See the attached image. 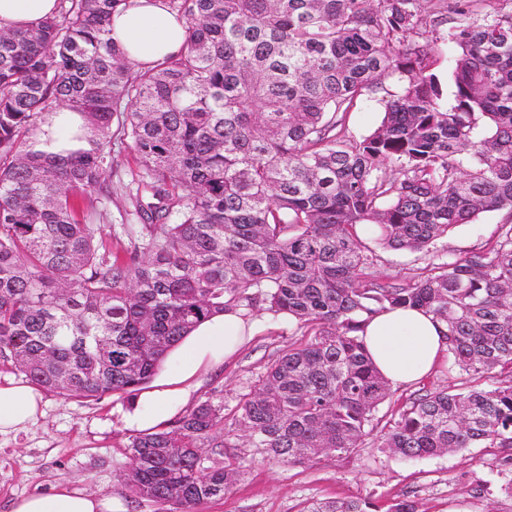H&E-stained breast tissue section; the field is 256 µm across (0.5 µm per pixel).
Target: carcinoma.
I'll return each mask as SVG.
<instances>
[{
    "label": "carcinoma",
    "mask_w": 512,
    "mask_h": 512,
    "mask_svg": "<svg viewBox=\"0 0 512 512\" xmlns=\"http://www.w3.org/2000/svg\"><path fill=\"white\" fill-rule=\"evenodd\" d=\"M0 31V363L47 394L98 400L144 388L202 322L230 307L296 324L300 339L231 412L206 399L129 437L125 482L157 512H196L245 468L207 448L288 465L377 447L412 459L501 449L512 495V0H167L180 52L133 69L111 38L128 0H58ZM453 14L450 94L434 37ZM382 94L355 139L345 121ZM84 113L91 150H29L45 112ZM137 155L127 246L103 244L112 127ZM506 218L485 245L443 256L448 231ZM429 262L399 284L363 237ZM445 324L457 383L385 420L391 385L360 332L387 309ZM300 512H379L370 499ZM385 512H417L398 496ZM376 97V98H374ZM379 96L361 99L346 120V134L361 138L373 131L382 119V107L378 103Z\"/></svg>",
    "instance_id": "1"
}]
</instances>
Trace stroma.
I'll use <instances>...</instances> for the list:
<instances>
[{
	"mask_svg": "<svg viewBox=\"0 0 512 512\" xmlns=\"http://www.w3.org/2000/svg\"><path fill=\"white\" fill-rule=\"evenodd\" d=\"M112 199L101 207L103 239L114 245L122 217L133 203L125 191L139 162L121 134L112 138ZM501 211L480 215L476 223L454 228L441 248L462 256L483 246L504 219ZM366 245L378 258L382 275L400 278L425 266L422 254L394 251L373 236ZM248 341L221 364L204 366L189 396L174 395L175 415H182L222 391L234 408L258 376L297 339L296 327L262 311L249 318ZM43 415L26 429L0 434V512H11L18 498L67 489L112 502V512H155L138 503L123 482L129 467L126 445L134 429L125 421L134 400L105 396L97 401L43 395ZM500 451L472 448L462 453L405 461L366 443L349 454H324L314 462L288 466L259 457L248 460L232 490L202 504L199 512H298L312 498L367 499L386 504L406 494L419 512H512V497L501 492Z\"/></svg>",
	"mask_w": 512,
	"mask_h": 512,
	"instance_id": "1",
	"label": "stroma"
}]
</instances>
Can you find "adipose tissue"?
I'll return each instance as SVG.
<instances>
[{
    "label": "adipose tissue",
    "mask_w": 512,
    "mask_h": 512,
    "mask_svg": "<svg viewBox=\"0 0 512 512\" xmlns=\"http://www.w3.org/2000/svg\"><path fill=\"white\" fill-rule=\"evenodd\" d=\"M57 0H0V30H26L54 15ZM112 35L135 66H148L178 53L185 42L186 24L172 13L165 0H128L112 17ZM85 120L66 106L50 110L34 136L30 149L43 157L59 159L90 149L79 131ZM238 310L213 317L192 332L179 348L180 369L168 379L167 389L149 393L145 404L126 415L140 430L155 427L172 411L170 388L191 377L206 364H219L250 335ZM445 330L432 315L418 309L381 313L366 326V351L392 386L416 383L446 364ZM41 414L38 389L28 383L0 385V434L22 430ZM106 502L67 492L33 495L16 501L12 512H105Z\"/></svg>",
    "instance_id": "obj_1"
}]
</instances>
